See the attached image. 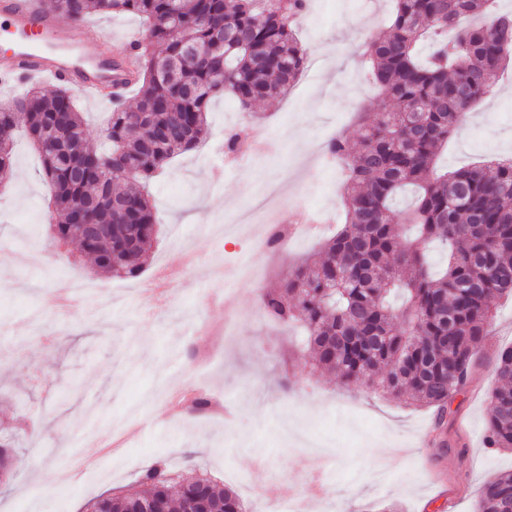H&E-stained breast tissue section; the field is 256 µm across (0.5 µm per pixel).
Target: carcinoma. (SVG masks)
<instances>
[{
    "instance_id": "1",
    "label": "carcinoma",
    "mask_w": 512,
    "mask_h": 512,
    "mask_svg": "<svg viewBox=\"0 0 512 512\" xmlns=\"http://www.w3.org/2000/svg\"><path fill=\"white\" fill-rule=\"evenodd\" d=\"M309 0H50L75 23L92 14H135L147 23L137 46L135 107H116L109 149L86 143L70 91L29 85L0 102V132L15 128L42 159L50 187L47 247L72 236L106 273L135 277L158 239L147 183L206 133L210 103L233 96L246 110L285 94L304 69L295 19ZM383 110L363 123L359 147L342 134L327 145L345 167V223L319 262L299 264L260 296L268 320L300 323L298 345L347 384H362L443 414L481 350L495 310L512 299V158L438 172L448 137L494 94L512 61V11L495 0H394L388 32L365 41ZM163 48V55L151 46ZM12 144L0 138V184L13 175ZM414 192L406 209L397 205ZM444 260L436 265L430 248ZM486 444L512 450V347L497 358ZM163 466L143 471L133 494L102 497L91 512H134L159 501L189 512H246L205 474L179 481ZM476 512H512V474L482 487Z\"/></svg>"
}]
</instances>
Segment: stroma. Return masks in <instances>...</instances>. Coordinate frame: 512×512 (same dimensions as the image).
<instances>
[{"label": "stroma", "mask_w": 512, "mask_h": 512, "mask_svg": "<svg viewBox=\"0 0 512 512\" xmlns=\"http://www.w3.org/2000/svg\"><path fill=\"white\" fill-rule=\"evenodd\" d=\"M392 0H313L297 22L304 47L336 46L342 76L333 89L327 59L314 55L287 95L241 111L215 101L209 134L181 155L152 188L158 243L139 277L101 273L71 244L69 257L45 251L50 190L41 161L13 131L16 176L0 188V240L34 255L0 285V423L28 431L23 463L0 483V512H88L100 495L136 486L143 470L167 462L178 474L208 471L247 512H474L481 485L512 471V451L484 444L499 352L512 346V301L495 319L465 386L443 419L434 410L382 397L316 372L311 353L295 356L294 327L269 321L260 293L280 285L326 237L342 227L337 169L304 155L303 142L341 133L356 139L361 115L382 107L366 80L359 46L386 32ZM277 142L275 154L228 168L224 131ZM512 154V67L498 92L478 103L448 139L439 168L458 170L488 155ZM281 188L286 212L324 211L321 234L282 251L254 248L258 224L241 222L254 189ZM246 255L261 280L236 284L238 325L225 334L224 300L210 291ZM74 279L90 294L59 313L49 291ZM203 379L220 408L205 418L177 417L172 386ZM68 400H60L61 391ZM74 469L67 482L59 472Z\"/></svg>", "instance_id": "35a3bbf8"}]
</instances>
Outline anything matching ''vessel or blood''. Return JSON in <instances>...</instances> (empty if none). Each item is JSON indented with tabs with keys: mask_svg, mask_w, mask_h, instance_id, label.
Segmentation results:
<instances>
[{
	"mask_svg": "<svg viewBox=\"0 0 512 512\" xmlns=\"http://www.w3.org/2000/svg\"><path fill=\"white\" fill-rule=\"evenodd\" d=\"M0 32L12 43L0 53L1 76L66 84L101 104L131 82L135 39L114 41L109 49L84 43L75 28L46 12L41 0H0Z\"/></svg>",
	"mask_w": 512,
	"mask_h": 512,
	"instance_id": "obj_1",
	"label": "vessel or blood"
}]
</instances>
